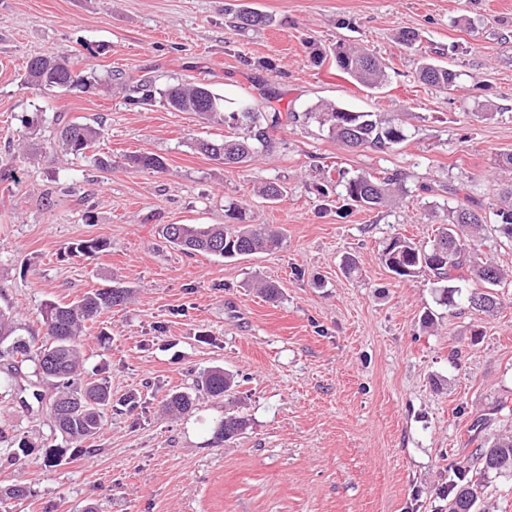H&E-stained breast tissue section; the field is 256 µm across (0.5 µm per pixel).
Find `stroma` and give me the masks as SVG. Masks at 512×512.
Listing matches in <instances>:
<instances>
[{
    "label": "stroma",
    "instance_id": "1",
    "mask_svg": "<svg viewBox=\"0 0 512 512\" xmlns=\"http://www.w3.org/2000/svg\"><path fill=\"white\" fill-rule=\"evenodd\" d=\"M247 4L269 26L235 30L224 8ZM420 40L406 47L401 31ZM370 50L389 80L371 90L342 74L336 44ZM70 53L94 79L85 91L39 92L20 80L27 61ZM459 75L458 91L418 79L422 57ZM158 89L186 79L259 111L303 113L327 101L395 112L409 138L385 152L352 150L317 124L288 123L273 152L227 167L192 146L223 125L163 100L132 104L116 74ZM101 127L91 149L107 169L60 150L58 120ZM512 152V0H0V305L36 341L39 311L121 283L133 292L102 312L84 340L85 367L106 381L112 408L92 449L60 447L27 386L0 387V448L26 444L23 502L0 512H446L443 491L466 461L469 438L512 432V417L473 430L512 403V278L487 314L439 304L427 276L398 281L380 259L395 235L433 239L462 185L493 214L512 188L495 166ZM149 153L164 171L134 170ZM401 173L406 195L380 209L344 208L340 173ZM276 179L277 201L256 187ZM239 201L251 224L282 229L271 254L187 256L163 224L225 223ZM100 239L90 258L73 243ZM356 268L346 271L345 258ZM278 287V303L256 290ZM435 323L424 327V312ZM214 367L240 383L243 434L224 442V403L164 414Z\"/></svg>",
    "mask_w": 512,
    "mask_h": 512
}]
</instances>
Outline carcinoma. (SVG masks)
Instances as JSON below:
<instances>
[{
  "mask_svg": "<svg viewBox=\"0 0 512 512\" xmlns=\"http://www.w3.org/2000/svg\"><path fill=\"white\" fill-rule=\"evenodd\" d=\"M234 27L239 31L261 29L270 24L268 15L252 8H237ZM336 66L364 86L377 88L387 82L382 64L370 52L339 44L333 51ZM460 74L431 61L419 67L420 80L429 86L453 91ZM22 83L34 91L61 89L72 92L85 89L90 81L74 67L66 52H56L31 58L22 74ZM167 105L176 112H195L203 119L222 123L232 130L224 140H193L198 152L226 165L250 162L276 144L275 132L282 126V113L260 112L246 101L237 103L238 116L226 109L224 96L205 84L191 79L167 87L160 92ZM135 104L150 105L155 99L151 84L139 82L132 89ZM307 122H315L328 136L350 148L384 152L408 139L403 120L391 112H353L331 103H322L303 114ZM100 135V129L84 123L62 125L58 142L62 150L74 157H85ZM136 170H165L164 161L152 154L141 153L128 158ZM343 200L349 206L373 209L406 193L398 177H375L357 174L338 181ZM286 189L276 180H266L258 188L265 199H280ZM456 205L452 220L437 227L431 245H418L407 237L395 236L382 249V261L395 276L409 280L422 273L434 277L441 291L440 302L457 306V298L465 296L468 307L478 312L497 308L493 288L499 286L506 273L489 260L477 257L478 246L486 233L494 231L512 241V203L494 212V222L488 223L470 205V196L461 188L451 189ZM228 224H165L162 237L187 254H204L226 259L268 254L283 244V233L270 224H248L242 207L229 204ZM106 247L99 240L83 241L70 249L77 257H92ZM471 280L480 287L462 294L458 282ZM131 298V290L112 285L97 289L75 303L59 304L49 301L40 311L48 342L36 347L34 340L19 335L20 323L12 309L0 308V360L4 362L6 382L15 381L28 362L34 364V376L51 385L50 398L32 390L37 403H46L47 414L54 432L65 442L81 446L95 438L105 425V410L112 406L108 385L84 376L83 341L86 324L103 311L122 306ZM236 381L222 368L202 373L191 392H173L164 400V410L171 415H185L196 409L204 398L222 399L233 411L224 413L218 435L229 441L242 434L247 420L234 407L241 404L236 397ZM466 477L453 486L448 494V512H475L483 494L484 483L492 478H512V435L495 438L477 446L461 468ZM29 491L23 483L0 487V501H23Z\"/></svg>",
  "mask_w": 512,
  "mask_h": 512,
  "instance_id": "1",
  "label": "carcinoma"
}]
</instances>
